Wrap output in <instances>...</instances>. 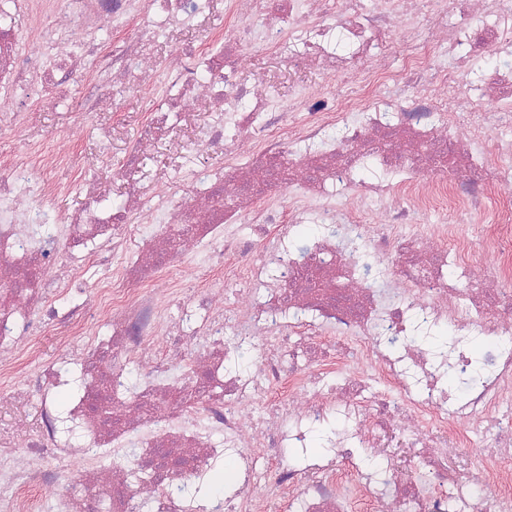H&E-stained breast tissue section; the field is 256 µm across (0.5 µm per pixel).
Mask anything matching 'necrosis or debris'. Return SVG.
<instances>
[{
    "label": "necrosis or debris",
    "mask_w": 512,
    "mask_h": 512,
    "mask_svg": "<svg viewBox=\"0 0 512 512\" xmlns=\"http://www.w3.org/2000/svg\"><path fill=\"white\" fill-rule=\"evenodd\" d=\"M211 2L0 0L1 134L30 123L33 84L50 99L57 80L90 85L97 112L145 90L148 51L165 49L163 101L117 173L122 209L77 147L0 150V512H512V68L480 65L512 59V0H250L246 17ZM198 28L205 44L178 40ZM256 48L324 65L333 95L256 90L241 78ZM201 108L196 143L229 151L226 169L147 181L140 156ZM369 161L382 179H359ZM68 192L82 203L65 217L49 200ZM443 207L461 223H430ZM245 220L257 240L233 235ZM298 224L320 228L303 250ZM70 277L94 289L61 310ZM39 318L56 339L45 368ZM442 324L444 351L419 344ZM476 336L485 373L449 391ZM248 347L242 376L229 363ZM336 412L330 454L280 463ZM392 438L419 449L416 472L349 461ZM228 453L223 495L171 492ZM85 459L61 488L53 461Z\"/></svg>",
    "instance_id": "1"
}]
</instances>
